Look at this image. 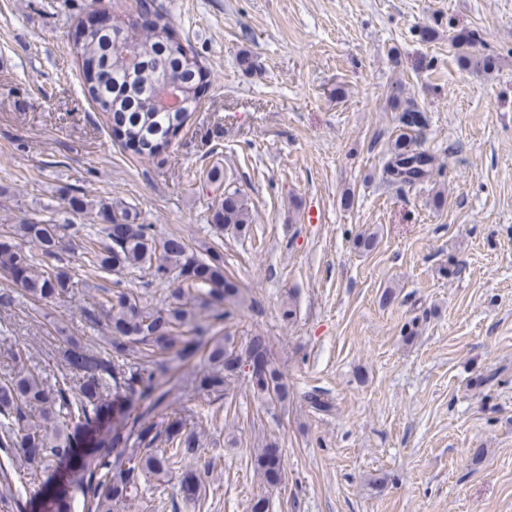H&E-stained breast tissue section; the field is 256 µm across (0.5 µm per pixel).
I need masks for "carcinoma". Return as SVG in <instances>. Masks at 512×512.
I'll use <instances>...</instances> for the list:
<instances>
[{"label": "carcinoma", "instance_id": "obj_1", "mask_svg": "<svg viewBox=\"0 0 512 512\" xmlns=\"http://www.w3.org/2000/svg\"><path fill=\"white\" fill-rule=\"evenodd\" d=\"M120 41L112 33L81 27L73 41L76 58H95L109 78L82 68L83 91L103 112L112 141L141 158L166 152L191 121L201 101L205 74L194 53L174 56L164 49L171 23L155 11L154 24L144 28L129 14H120ZM459 62L476 73L495 64L488 54L469 51L471 35L457 38ZM178 83L186 105L167 112L157 101L166 88V74ZM432 158L413 148V138L394 141L386 171L396 181L415 184L427 177ZM72 210L97 207L103 236L80 242L82 266L90 277L111 279L115 270L130 278L148 276L166 287L161 305L143 299L120 278L100 288L101 298L83 310L93 327L105 323L106 335L96 348L66 337L53 356L63 371L48 379L27 367L26 346L8 351L15 370L0 376V512H24L27 502L15 479L34 484L48 462H72L59 488L47 500L45 512H120L128 503L163 494L177 480L182 500L195 507L206 498V472L201 462L202 411L175 406L169 387L172 364L203 353L205 369L194 389L205 405L233 397L236 383L247 382L254 398L288 408L292 395L285 373L273 357L267 339L252 336L240 343L226 323L246 304V293L224 269V253L209 246L194 247L185 238L155 235L153 225L138 222L137 213L116 203L95 205L85 196L69 198ZM214 228L243 229L250 221L238 189H224L212 215ZM71 225L24 218L0 231V271L18 274V285L33 301H53L76 287L61 251L71 242ZM316 412L331 404L314 389L304 395ZM123 409L120 425L92 449V459L76 460L75 448L103 422L115 406ZM200 465L193 468L187 459ZM278 445L265 441L254 449L251 462L269 486L281 482L283 467Z\"/></svg>", "mask_w": 512, "mask_h": 512}]
</instances>
